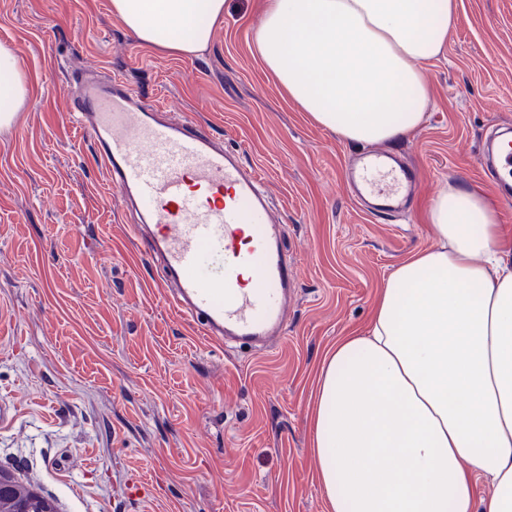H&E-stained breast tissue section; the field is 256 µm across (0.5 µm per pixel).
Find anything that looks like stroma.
I'll use <instances>...</instances> for the list:
<instances>
[{
  "instance_id": "35a3bbf8",
  "label": "stroma",
  "mask_w": 512,
  "mask_h": 512,
  "mask_svg": "<svg viewBox=\"0 0 512 512\" xmlns=\"http://www.w3.org/2000/svg\"><path fill=\"white\" fill-rule=\"evenodd\" d=\"M262 2L225 0L209 50L183 57L138 42L110 0H0V43L29 90L0 130V469L59 512H326L311 451L320 358L431 244L449 186L478 192L512 245V204L478 165L512 125V0H458L443 56L422 68L426 121L390 146L418 170L395 216L358 206L343 169L359 146L255 58ZM91 71L191 114L264 176L298 265L279 346L221 347L171 304L134 210L68 114Z\"/></svg>"
}]
</instances>
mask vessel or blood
Returning a JSON list of instances; mask_svg holds the SVG:
<instances>
[{"mask_svg": "<svg viewBox=\"0 0 512 512\" xmlns=\"http://www.w3.org/2000/svg\"><path fill=\"white\" fill-rule=\"evenodd\" d=\"M68 109L134 209V229L149 238L175 308L228 347L280 341L297 273L262 175L190 115L140 105L118 78L81 76ZM345 179L358 199H376V212L389 215L402 211L417 172L394 153L367 150Z\"/></svg>", "mask_w": 512, "mask_h": 512, "instance_id": "obj_1", "label": "vessel or blood"}]
</instances>
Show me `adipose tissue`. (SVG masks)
Returning <instances> with one entry per match:
<instances>
[{
  "instance_id": "obj_1",
  "label": "adipose tissue",
  "mask_w": 512,
  "mask_h": 512,
  "mask_svg": "<svg viewBox=\"0 0 512 512\" xmlns=\"http://www.w3.org/2000/svg\"><path fill=\"white\" fill-rule=\"evenodd\" d=\"M224 2L111 5L140 43L189 56L210 46ZM457 20L458 0H264L252 45L315 123L380 143L423 123L421 67ZM26 96L0 44V127ZM429 220L432 244L391 272L366 331L319 363L311 447L328 512H512V247L474 191L449 187Z\"/></svg>"
}]
</instances>
